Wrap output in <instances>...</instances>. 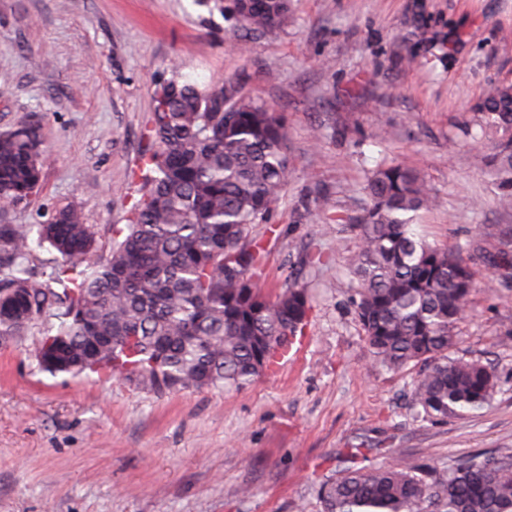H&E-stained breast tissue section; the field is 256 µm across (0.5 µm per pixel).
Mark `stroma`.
Instances as JSON below:
<instances>
[{"label":"stroma","mask_w":512,"mask_h":512,"mask_svg":"<svg viewBox=\"0 0 512 512\" xmlns=\"http://www.w3.org/2000/svg\"><path fill=\"white\" fill-rule=\"evenodd\" d=\"M288 29L250 33L214 0H0V134L32 116L49 161L40 191L7 207L13 224L72 205L98 231L126 223L147 185L156 89L179 75L233 82L278 112L290 176L265 235L266 285L303 286L300 343L242 388L159 395L110 373L52 375L32 339L0 349V512H319L340 453L430 463L512 448V273L477 286L454 355L491 361L498 388L444 424L414 420L415 368L373 361L350 303L356 215L378 164L397 162L440 199L415 226L462 244L476 279L512 259L486 143L462 136L493 82L512 83V0H290Z\"/></svg>","instance_id":"1"}]
</instances>
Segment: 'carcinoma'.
Listing matches in <instances>:
<instances>
[{
	"mask_svg": "<svg viewBox=\"0 0 512 512\" xmlns=\"http://www.w3.org/2000/svg\"><path fill=\"white\" fill-rule=\"evenodd\" d=\"M253 31L287 28L288 0H230ZM497 203L512 210V83L491 84L477 105ZM152 148L142 155L148 188L112 245L92 259L97 230L80 210L59 208L46 224L0 217V348L42 328L39 370L73 376L108 371L156 394L252 383L277 351L305 334L304 289L271 293L258 274L263 225L288 185V137L278 113L232 85L179 78L155 93ZM46 162L41 121L0 134V202L26 201ZM359 216H336L356 232L346 258L354 305L374 360L391 370L423 365L409 406L424 420L462 418L497 388L489 363L451 356L474 288L464 248L419 237L414 216L438 204L414 170L390 164L364 187ZM52 257L45 279L29 263ZM351 448L322 484L321 512H512V448L464 457L438 471L411 464L358 466Z\"/></svg>",
	"mask_w": 512,
	"mask_h": 512,
	"instance_id": "cac0c4a2",
	"label": "carcinoma"
}]
</instances>
